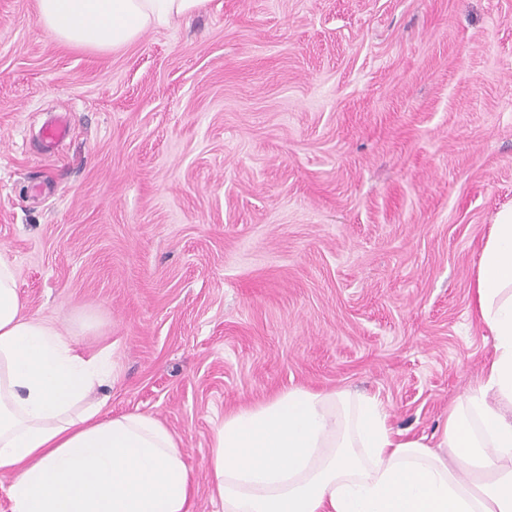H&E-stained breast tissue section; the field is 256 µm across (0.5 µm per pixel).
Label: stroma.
<instances>
[{
	"mask_svg": "<svg viewBox=\"0 0 512 512\" xmlns=\"http://www.w3.org/2000/svg\"><path fill=\"white\" fill-rule=\"evenodd\" d=\"M506 205L512 0H207L110 52L0 0V256L28 313L111 346L103 416L179 436L196 512L215 423L293 386L439 433L493 352Z\"/></svg>",
	"mask_w": 512,
	"mask_h": 512,
	"instance_id": "obj_1",
	"label": "stroma"
}]
</instances>
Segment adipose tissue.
<instances>
[{
  "label": "adipose tissue",
  "instance_id": "adipose-tissue-1",
  "mask_svg": "<svg viewBox=\"0 0 512 512\" xmlns=\"http://www.w3.org/2000/svg\"><path fill=\"white\" fill-rule=\"evenodd\" d=\"M203 0H37L56 42L128 47ZM475 311L494 340L437 446L394 429L378 396L302 386L226 415L208 472L223 512H512V205L481 249ZM112 349L86 354L28 315L0 256V474L12 512H193L178 436L149 414L102 417Z\"/></svg>",
  "mask_w": 512,
  "mask_h": 512
}]
</instances>
